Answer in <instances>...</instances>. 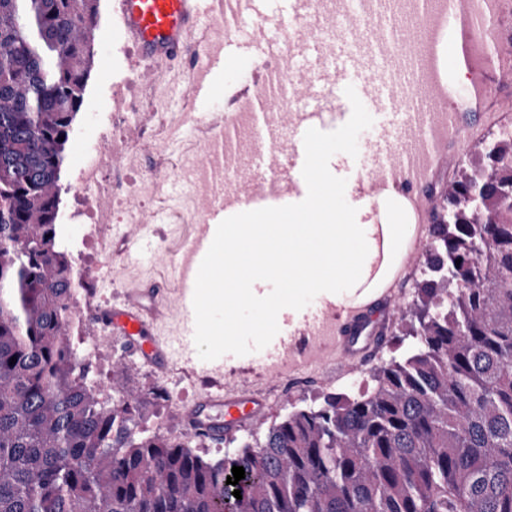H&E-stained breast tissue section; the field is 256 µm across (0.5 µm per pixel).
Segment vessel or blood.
<instances>
[{
  "label": "vessel or blood",
  "mask_w": 512,
  "mask_h": 512,
  "mask_svg": "<svg viewBox=\"0 0 512 512\" xmlns=\"http://www.w3.org/2000/svg\"><path fill=\"white\" fill-rule=\"evenodd\" d=\"M272 0H114L116 25L146 60L177 55L193 76L185 109L201 114L214 90L209 76L225 62L247 53L283 61L287 78L286 109L270 112L257 90L245 88L239 100L250 104L253 132L273 146L272 155H260L253 181H235L217 193L211 208L198 220L199 231L182 249L174 264L173 280L125 294L109 309L94 311L103 335L119 331L130 353L156 371L193 362L195 313L193 294L199 266L213 240L211 225L231 215L269 206L297 203L306 197L302 177L303 137L309 128L324 132L345 124L352 107L344 94L354 87L370 112L398 117L396 134L381 133L367 148L368 162L352 183L355 199L378 228L379 253L389 267L403 264L418 251L413 237L404 248L388 253L380 205L383 199H401L394 220L412 218L418 224L435 221L443 191L437 176L456 174L473 138L469 118L488 115L500 101L512 98V28L503 19L512 13V0H279L282 9H270ZM231 12L236 27L216 54L199 37L202 18ZM289 18L307 23L309 35L281 44L272 25ZM238 129L232 117L207 122L202 144L219 155L225 141ZM179 294L180 329L162 340L153 327L161 314L168 287ZM384 286L376 279L361 299L350 294L336 310L315 307L297 318V329L308 349L322 347V328L334 322L333 348L351 352L374 333L363 314L373 307L371 296ZM261 400L225 398L206 393L181 414L185 427L212 441L222 440L225 426L259 418Z\"/></svg>",
  "instance_id": "vessel-or-blood-1"
}]
</instances>
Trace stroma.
Instances as JSON below:
<instances>
[{
	"instance_id": "stroma-1",
	"label": "stroma",
	"mask_w": 512,
	"mask_h": 512,
	"mask_svg": "<svg viewBox=\"0 0 512 512\" xmlns=\"http://www.w3.org/2000/svg\"><path fill=\"white\" fill-rule=\"evenodd\" d=\"M101 19L94 42L95 66L88 80L83 105L72 126L66 159L60 179V243L71 261L74 275L94 295L100 308L120 302L127 289L165 275L162 258L171 256L190 237L197 211L205 209L208 195L197 184L200 167L192 148L195 127L179 112L175 93L190 82L185 65L172 64L170 77L162 84L152 83L150 71L140 61L136 49L112 29V0H101ZM124 92L135 106L131 112L111 110L116 92ZM119 143L112 165L104 177V192L98 195L99 211L109 215L106 227L90 223L80 209L82 187L79 173L93 165L95 149L101 143ZM182 202V216L172 224H154L153 218L165 195ZM154 224L152 240L139 244V255L126 261L109 252L104 241L112 229L136 236L141 224ZM423 254L414 255L403 266L389 293L395 315L381 326L382 340L370 345L355 360L344 362L338 352H330L324 364L298 375L272 380L262 371L259 352L226 362L223 370L224 393L261 399L264 415L255 423L225 433L221 444L190 436L177 418V409L190 403L204 389L205 380L191 364H180L169 374L140 365L136 357L120 351L109 362L95 357L89 337L100 335L92 320L72 330L71 341L77 358L88 366L86 382L100 392L104 401L112 399L114 369H121L125 386L138 399V422L142 436L176 438L209 460L236 454L243 444L263 440L268 427L294 410L319 406L325 394H358L370 382L372 367L402 360L415 353V338L403 335L399 315L416 296L424 269ZM171 389L173 407H166L160 392Z\"/></svg>"
}]
</instances>
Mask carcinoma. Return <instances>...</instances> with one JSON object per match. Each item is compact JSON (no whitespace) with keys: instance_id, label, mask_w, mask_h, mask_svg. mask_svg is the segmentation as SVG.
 Segmentation results:
<instances>
[{"instance_id":"1","label":"carcinoma","mask_w":512,"mask_h":512,"mask_svg":"<svg viewBox=\"0 0 512 512\" xmlns=\"http://www.w3.org/2000/svg\"><path fill=\"white\" fill-rule=\"evenodd\" d=\"M99 22L100 0H0V512H512V135L448 189L405 324L417 351L371 390L212 461L139 436L122 372L110 407L86 384L57 220Z\"/></svg>"}]
</instances>
